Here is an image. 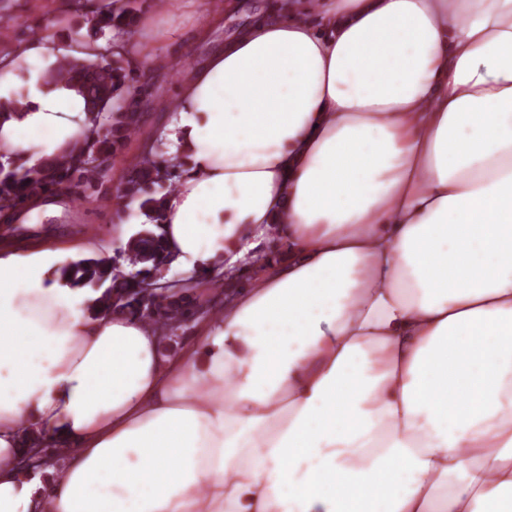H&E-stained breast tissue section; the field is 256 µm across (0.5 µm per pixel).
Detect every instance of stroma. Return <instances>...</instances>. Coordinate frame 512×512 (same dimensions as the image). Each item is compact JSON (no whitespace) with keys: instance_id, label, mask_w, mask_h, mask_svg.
<instances>
[{"instance_id":"obj_1","label":"stroma","mask_w":512,"mask_h":512,"mask_svg":"<svg viewBox=\"0 0 512 512\" xmlns=\"http://www.w3.org/2000/svg\"><path fill=\"white\" fill-rule=\"evenodd\" d=\"M7 4L12 27L0 34V55L13 51L29 40L33 31H50L63 45L74 41L77 29L90 26L93 11L103 0H0ZM239 9L225 15L207 37L199 29L205 16L214 11L213 0H170L159 7L157 0H132L136 23L120 37L122 43L140 46L160 57L163 67L134 74L124 94L126 109L136 117L130 138L114 150L110 166L113 180L127 181L129 161L155 133L158 118L165 109L163 98H176L189 74L201 66L217 45L230 39L243 26L255 21L258 12L268 9L271 0H239ZM59 209L37 215L19 213L8 232H0V244L20 249L52 248L55 266L79 259L75 248L82 236H92L105 246L115 245L119 233L133 234L147 218L140 211L114 212L112 207L92 200L74 201L65 197Z\"/></svg>"}]
</instances>
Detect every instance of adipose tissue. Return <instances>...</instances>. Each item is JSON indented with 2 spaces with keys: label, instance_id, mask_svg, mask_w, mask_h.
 Here are the masks:
<instances>
[{
  "label": "adipose tissue",
  "instance_id": "1",
  "mask_svg": "<svg viewBox=\"0 0 512 512\" xmlns=\"http://www.w3.org/2000/svg\"><path fill=\"white\" fill-rule=\"evenodd\" d=\"M27 102L1 156L82 146L81 95L34 70ZM169 110L168 248L251 282L165 359L1 249L0 512H512V0H279Z\"/></svg>",
  "mask_w": 512,
  "mask_h": 512
}]
</instances>
